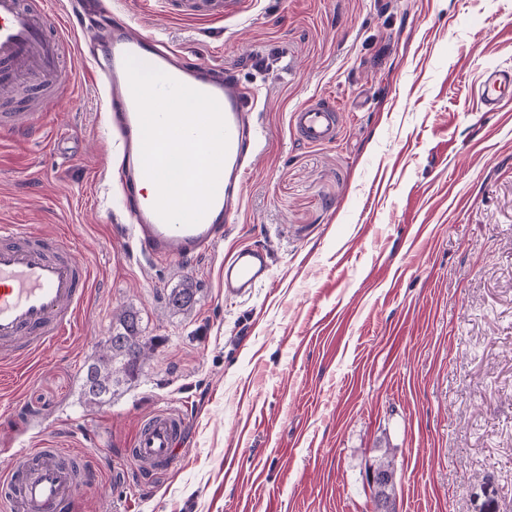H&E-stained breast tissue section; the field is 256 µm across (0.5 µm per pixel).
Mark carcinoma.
I'll use <instances>...</instances> for the list:
<instances>
[{
    "instance_id": "carcinoma-1",
    "label": "carcinoma",
    "mask_w": 512,
    "mask_h": 512,
    "mask_svg": "<svg viewBox=\"0 0 512 512\" xmlns=\"http://www.w3.org/2000/svg\"><path fill=\"white\" fill-rule=\"evenodd\" d=\"M194 292L190 287L174 289L168 299V305L181 309L193 300ZM153 350L152 338L142 335L141 320L131 311H122L112 319V329L104 341L103 347L84 367L82 392L85 402L97 405L112 398V388L134 380ZM371 467L379 476L396 473V462L390 449H385L373 459ZM396 483L375 482L372 487L374 508L385 506L394 509Z\"/></svg>"
}]
</instances>
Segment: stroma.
Wrapping results in <instances>:
<instances>
[{"mask_svg": "<svg viewBox=\"0 0 512 512\" xmlns=\"http://www.w3.org/2000/svg\"><path fill=\"white\" fill-rule=\"evenodd\" d=\"M113 2L237 70L266 142L223 242L148 260L103 177L120 147L73 36L56 112L0 133V224L65 235L90 294L29 366L0 358V464L22 448L94 457L78 512H373L365 469L390 448L396 512H512V104L477 96L484 69L512 65V0H252L210 22ZM315 101L341 109L324 145L291 126ZM244 245L272 276L236 298L221 267ZM187 278L195 301L170 313ZM125 309L152 356L86 404L84 366ZM162 406L185 429L177 463L150 474L124 450Z\"/></svg>", "mask_w": 512, "mask_h": 512, "instance_id": "35a3bbf8", "label": "stroma"}]
</instances>
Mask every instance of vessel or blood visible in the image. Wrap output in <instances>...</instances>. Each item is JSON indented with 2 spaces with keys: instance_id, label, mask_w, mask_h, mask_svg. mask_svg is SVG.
<instances>
[{
  "instance_id": "1",
  "label": "vessel or blood",
  "mask_w": 512,
  "mask_h": 512,
  "mask_svg": "<svg viewBox=\"0 0 512 512\" xmlns=\"http://www.w3.org/2000/svg\"><path fill=\"white\" fill-rule=\"evenodd\" d=\"M179 14L195 19H222L239 13L244 0H171ZM85 44L108 37L106 55L84 56L94 84L103 88L110 132L122 150L117 171L124 189L126 230L150 258L176 261L209 253L224 238L240 210L251 164L262 148L263 131L255 112L257 94L231 68L182 56L154 33L135 31L131 20L103 0L96 21H86L80 7L55 13L50 0H0V83L22 82L38 112L0 113V131L28 135L40 130L54 102L45 96L60 67L58 48L72 33ZM160 69L173 79L213 96L228 131L226 157L214 200L195 225L165 223L145 200L141 126L125 69L126 56ZM482 97L495 110L512 96V67L491 66L483 73ZM339 112L330 103L297 107L291 125L310 144L333 141ZM225 294L250 295L271 277L266 252L242 247L226 257L221 271ZM89 276L74 246L62 239L0 227V354L32 360L35 353L62 335L85 304ZM185 418L171 407L155 410L140 425L130 455L148 471L174 463V450ZM85 482L60 448H25L0 466V501L10 512H74Z\"/></svg>"
}]
</instances>
